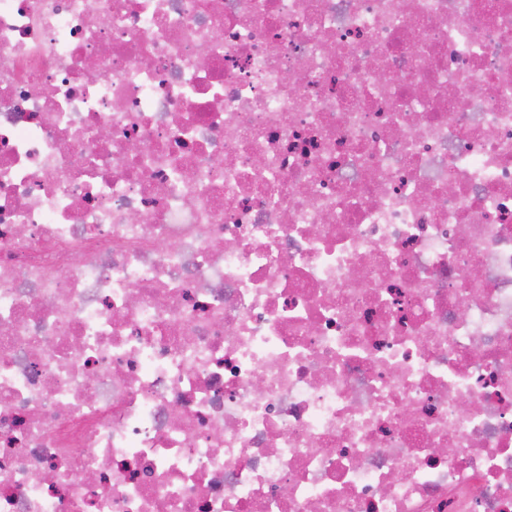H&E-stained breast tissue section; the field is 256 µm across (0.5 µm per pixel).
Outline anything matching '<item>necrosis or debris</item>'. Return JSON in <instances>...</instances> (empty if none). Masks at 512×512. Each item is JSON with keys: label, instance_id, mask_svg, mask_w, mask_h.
Listing matches in <instances>:
<instances>
[{"label": "necrosis or debris", "instance_id": "1", "mask_svg": "<svg viewBox=\"0 0 512 512\" xmlns=\"http://www.w3.org/2000/svg\"><path fill=\"white\" fill-rule=\"evenodd\" d=\"M0 512H512V0H0Z\"/></svg>", "mask_w": 512, "mask_h": 512}]
</instances>
